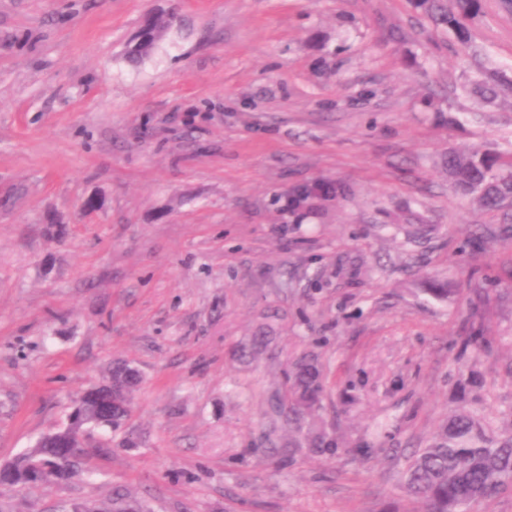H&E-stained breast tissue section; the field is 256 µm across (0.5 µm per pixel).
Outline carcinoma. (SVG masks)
I'll list each match as a JSON object with an SVG mask.
<instances>
[{"mask_svg":"<svg viewBox=\"0 0 512 512\" xmlns=\"http://www.w3.org/2000/svg\"><path fill=\"white\" fill-rule=\"evenodd\" d=\"M416 6L451 29L461 47H467L469 32L480 8L479 0H455L457 10L445 11L441 0H415ZM169 29L163 15L147 25L148 36L134 49L135 56H147L161 33ZM466 92L484 103L494 102L505 92L512 93V78L497 71H482L465 87ZM448 183L477 206L499 210L512 208V154L491 149L448 150L445 157ZM138 383L137 371L123 362L112 365L108 379L79 398L72 423L81 429L112 427L120 429L127 419ZM324 384L317 359L302 355L289 366L288 401L277 394L269 398L271 408L285 415L288 424L300 431L308 428L310 448H329L325 434L308 423L321 403ZM68 433L58 430L41 437L35 447L11 461L16 483L34 481L45 487L72 479L78 473V457L64 448ZM36 458L48 468L43 478L31 477L28 462ZM405 492L418 504L416 512H472L473 505L512 488V424L501 429L487 425L474 410L457 405L448 411L443 423L426 446L417 449L403 475ZM93 512H148L127 494H116L110 503L92 505Z\"/></svg>","mask_w":512,"mask_h":512,"instance_id":"carcinoma-1","label":"carcinoma"}]
</instances>
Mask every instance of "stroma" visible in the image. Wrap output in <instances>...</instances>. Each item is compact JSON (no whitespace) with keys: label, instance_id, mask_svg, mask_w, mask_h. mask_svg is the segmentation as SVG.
I'll use <instances>...</instances> for the list:
<instances>
[{"label":"stroma","instance_id":"35a3bbf8","mask_svg":"<svg viewBox=\"0 0 512 512\" xmlns=\"http://www.w3.org/2000/svg\"><path fill=\"white\" fill-rule=\"evenodd\" d=\"M480 4L465 60L413 0H0V463L113 361L141 376L80 475L0 506L412 512L403 471L450 407L512 419V221L439 167L512 152V94L461 89L512 76V8ZM305 352L337 447L263 455ZM146 29L148 31L147 38L131 51L134 56H148L161 36V33L164 30L170 29V26L165 15H157L148 23ZM465 90L484 103H493L501 94L512 93V78L497 71H482L469 81ZM128 494L117 493L112 498V503H93L92 509L95 512H126V509H133L138 512H148V510L136 500H129Z\"/></svg>","mask_w":512,"mask_h":512}]
</instances>
